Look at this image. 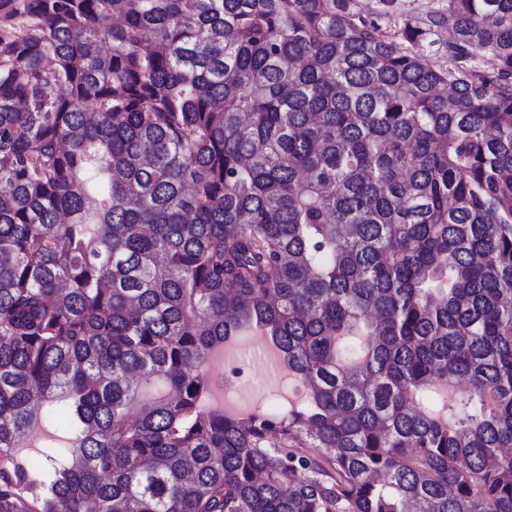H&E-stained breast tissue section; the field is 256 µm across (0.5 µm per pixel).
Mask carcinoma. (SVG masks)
Masks as SVG:
<instances>
[{
	"instance_id": "carcinoma-1",
	"label": "carcinoma",
	"mask_w": 512,
	"mask_h": 512,
	"mask_svg": "<svg viewBox=\"0 0 512 512\" xmlns=\"http://www.w3.org/2000/svg\"><path fill=\"white\" fill-rule=\"evenodd\" d=\"M439 22L0 0V512H512V0ZM255 331L306 401L202 408Z\"/></svg>"
}]
</instances>
